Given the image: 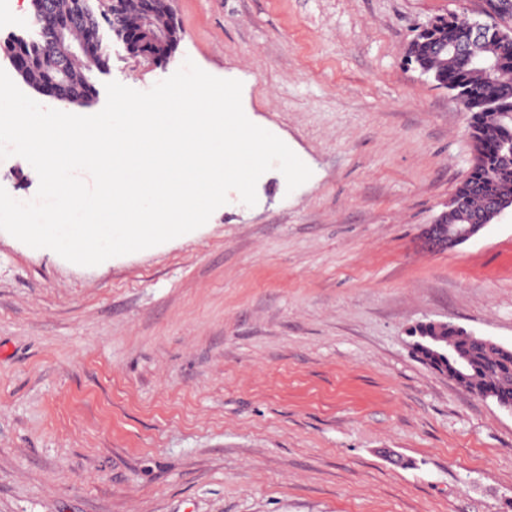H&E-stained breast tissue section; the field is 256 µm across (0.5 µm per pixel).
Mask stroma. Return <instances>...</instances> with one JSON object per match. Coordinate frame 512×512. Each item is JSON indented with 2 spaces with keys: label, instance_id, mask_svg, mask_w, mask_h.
Instances as JSON below:
<instances>
[{
  "label": "stroma",
  "instance_id": "stroma-1",
  "mask_svg": "<svg viewBox=\"0 0 512 512\" xmlns=\"http://www.w3.org/2000/svg\"><path fill=\"white\" fill-rule=\"evenodd\" d=\"M483 0H175L166 66L107 40L105 85L184 60L311 169L263 174L180 240L96 266L0 231V512H512V412L412 356L451 322L512 347V211L452 250L423 230L473 161L467 115L408 59ZM31 0H0L7 42ZM0 187L35 198L21 157Z\"/></svg>",
  "mask_w": 512,
  "mask_h": 512
}]
</instances>
